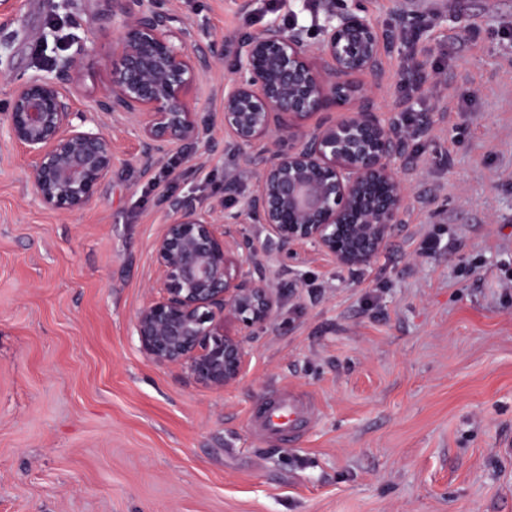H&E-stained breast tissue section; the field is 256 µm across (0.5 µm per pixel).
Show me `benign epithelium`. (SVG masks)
Here are the masks:
<instances>
[{
    "label": "benign epithelium",
    "mask_w": 512,
    "mask_h": 512,
    "mask_svg": "<svg viewBox=\"0 0 512 512\" xmlns=\"http://www.w3.org/2000/svg\"><path fill=\"white\" fill-rule=\"evenodd\" d=\"M121 20L108 61L109 88L97 111L136 126V159L149 173L173 149L199 142L203 122L191 94L226 54L237 59L224 83V131L246 162L256 189L226 224L268 226L283 254L316 246L337 264H370L404 222L407 184L399 160L406 140L390 114L374 106L390 42L360 8L325 0L315 30L271 23L237 45L204 41L170 0H103ZM92 50L80 46L48 75L19 81L0 122L37 157L27 179L40 201L61 213L82 209L115 164L112 136L85 130L73 102L75 75ZM363 74L371 82L355 84ZM168 222L153 245L164 293L136 314L139 344L158 366H183L197 382L223 389L240 381L249 343L280 305L276 292L242 272L250 240L228 256L226 233L190 197H168ZM232 321L238 332H224Z\"/></svg>",
    "instance_id": "7a95c632"
}]
</instances>
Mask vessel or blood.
Listing matches in <instances>:
<instances>
[{
  "mask_svg": "<svg viewBox=\"0 0 512 512\" xmlns=\"http://www.w3.org/2000/svg\"><path fill=\"white\" fill-rule=\"evenodd\" d=\"M259 430L266 436L282 439L303 434L316 419L311 401L292 392L270 397L252 414Z\"/></svg>",
  "mask_w": 512,
  "mask_h": 512,
  "instance_id": "vessel-or-blood-1",
  "label": "vessel or blood"
}]
</instances>
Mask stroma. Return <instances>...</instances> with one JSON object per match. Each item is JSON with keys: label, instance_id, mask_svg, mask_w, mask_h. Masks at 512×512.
<instances>
[{"label": "stroma", "instance_id": "1", "mask_svg": "<svg viewBox=\"0 0 512 512\" xmlns=\"http://www.w3.org/2000/svg\"><path fill=\"white\" fill-rule=\"evenodd\" d=\"M269 0H171L202 39L234 44ZM358 0L381 31L419 26L384 56V112L420 84L429 131L407 143L403 224L371 264L347 268L307 243L254 251L245 272L283 295L239 383L215 389L141 351L137 311L162 293L153 242L165 197L238 212L255 179L224 146V56L203 75L206 128L152 186L132 125L101 121L111 25L101 0H15L0 25V113L13 84L79 44L97 56L73 82L116 163L81 211L45 207L35 158L0 125V512H512V0ZM274 389L319 417L294 441L256 433Z\"/></svg>", "mask_w": 512, "mask_h": 512}]
</instances>
